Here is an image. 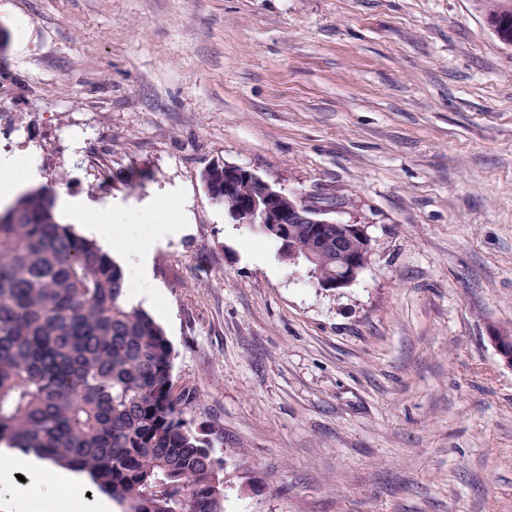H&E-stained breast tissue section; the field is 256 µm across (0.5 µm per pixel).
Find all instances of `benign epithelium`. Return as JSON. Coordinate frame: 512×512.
Returning a JSON list of instances; mask_svg holds the SVG:
<instances>
[{"mask_svg":"<svg viewBox=\"0 0 512 512\" xmlns=\"http://www.w3.org/2000/svg\"><path fill=\"white\" fill-rule=\"evenodd\" d=\"M224 171V196L234 194L240 180L256 182L260 190L240 208L229 213L239 224H268L288 248V263L303 262L309 266L318 264L321 253L336 243V268L325 273L317 270L315 279L322 288H345L354 283L365 268L369 253L370 239L364 226L346 224L328 217L333 212L329 206H317L300 198L284 207L280 201L286 194L273 187L253 171L228 164H216ZM308 225L310 243L307 249L300 251L293 244L297 235L296 225ZM499 355L505 363L512 364V337L503 334L490 336Z\"/></svg>","mask_w":512,"mask_h":512,"instance_id":"7a95c632","label":"benign epithelium"}]
</instances>
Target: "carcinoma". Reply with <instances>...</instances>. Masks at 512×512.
Wrapping results in <instances>:
<instances>
[{"instance_id": "obj_1", "label": "carcinoma", "mask_w": 512, "mask_h": 512, "mask_svg": "<svg viewBox=\"0 0 512 512\" xmlns=\"http://www.w3.org/2000/svg\"><path fill=\"white\" fill-rule=\"evenodd\" d=\"M55 199L40 187L0 210V444L87 473L121 512H224V459L183 417L163 328Z\"/></svg>"}]
</instances>
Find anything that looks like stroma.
<instances>
[{
  "label": "stroma",
  "instance_id": "obj_1",
  "mask_svg": "<svg viewBox=\"0 0 512 512\" xmlns=\"http://www.w3.org/2000/svg\"><path fill=\"white\" fill-rule=\"evenodd\" d=\"M0 150L56 193L185 204L148 312L224 512H512V45L487 0H8ZM226 163L364 225L318 285ZM172 187L179 200L164 198Z\"/></svg>",
  "mask_w": 512,
  "mask_h": 512
}]
</instances>
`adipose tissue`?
I'll return each instance as SVG.
<instances>
[{
	"label": "adipose tissue",
	"instance_id": "adipose-tissue-1",
	"mask_svg": "<svg viewBox=\"0 0 512 512\" xmlns=\"http://www.w3.org/2000/svg\"><path fill=\"white\" fill-rule=\"evenodd\" d=\"M40 180L36 167L22 164L13 153L0 151V203L11 202ZM108 210V223L89 225V233L111 245L123 267L126 301L133 305L156 302L160 291L151 279L152 257L157 247L182 232V210H174L164 221L152 200H117ZM84 481V475L48 460L0 448V512H53L62 491Z\"/></svg>",
	"mask_w": 512,
	"mask_h": 512
}]
</instances>
